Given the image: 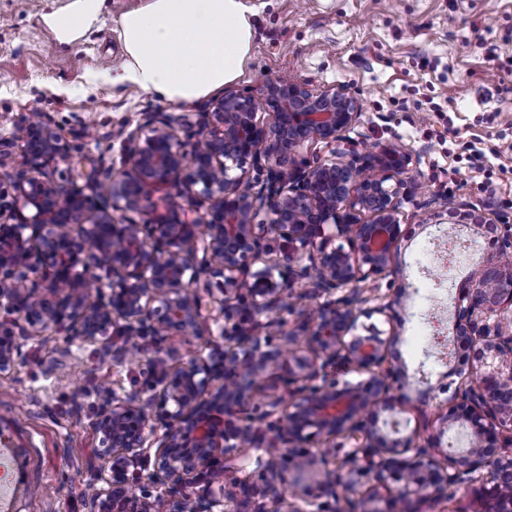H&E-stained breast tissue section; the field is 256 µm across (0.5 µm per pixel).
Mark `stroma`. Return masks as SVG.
Listing matches in <instances>:
<instances>
[{
	"mask_svg": "<svg viewBox=\"0 0 512 512\" xmlns=\"http://www.w3.org/2000/svg\"><path fill=\"white\" fill-rule=\"evenodd\" d=\"M69 0H0V132L21 113H47L73 158L99 149L118 159L117 135L141 113L172 106L136 85L112 83L125 60L120 21L148 0H102L92 25L63 42L49 23ZM255 40L233 88L259 96L266 79L294 74L315 87L346 84L363 106L350 136L360 151L400 143L413 152L417 204L404 205L406 233L393 258L398 277L378 281L380 296L400 295L399 317H360V325L397 334L401 360L427 405L408 404L396 421L434 432L460 383L459 359L439 353L436 334L452 336V301L477 262L446 269L434 260L437 227L486 252L491 224L512 225V170L490 151L512 136V0H250ZM444 196L449 211L431 199ZM465 203L480 223L459 224ZM19 359L0 375V448H21L29 483L46 487L28 512H85L88 484L106 487L92 423L98 390L124 394L145 386L155 345L120 364L98 356L99 343L77 336L18 337ZM67 348L60 357L59 348Z\"/></svg>",
	"mask_w": 512,
	"mask_h": 512,
	"instance_id": "1",
	"label": "stroma"
}]
</instances>
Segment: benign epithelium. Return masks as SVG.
<instances>
[{"label":"benign epithelium","instance_id":"benign-epithelium-1","mask_svg":"<svg viewBox=\"0 0 512 512\" xmlns=\"http://www.w3.org/2000/svg\"><path fill=\"white\" fill-rule=\"evenodd\" d=\"M362 115L349 86L293 75L258 100L226 89L201 112H143L120 166L90 170L87 192L58 177L69 145L45 113L0 133V302L15 315L0 320V373L21 331H115L124 346L100 348L115 362L156 340L150 395L100 392L93 425L112 480L88 512H243L241 493L253 512H327L340 487L366 488L363 512H418L475 480L512 512V226L453 298L454 342L478 355L436 434L379 422L409 401L407 374L395 337L358 333L359 318L396 312L397 297L365 305L395 274L415 182L410 148L355 149ZM285 308L299 309L292 326L273 322ZM207 318L224 321V347L169 368L166 337L196 338ZM459 421L471 446L443 463L433 449ZM252 449L258 486L237 476Z\"/></svg>","mask_w":512,"mask_h":512}]
</instances>
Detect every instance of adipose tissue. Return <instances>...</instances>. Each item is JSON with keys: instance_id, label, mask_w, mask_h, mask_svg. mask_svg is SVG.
Masks as SVG:
<instances>
[{"instance_id": "1", "label": "adipose tissue", "mask_w": 512, "mask_h": 512, "mask_svg": "<svg viewBox=\"0 0 512 512\" xmlns=\"http://www.w3.org/2000/svg\"><path fill=\"white\" fill-rule=\"evenodd\" d=\"M246 0H149L121 19L126 61L116 79L189 105L240 78L250 56Z\"/></svg>"}]
</instances>
